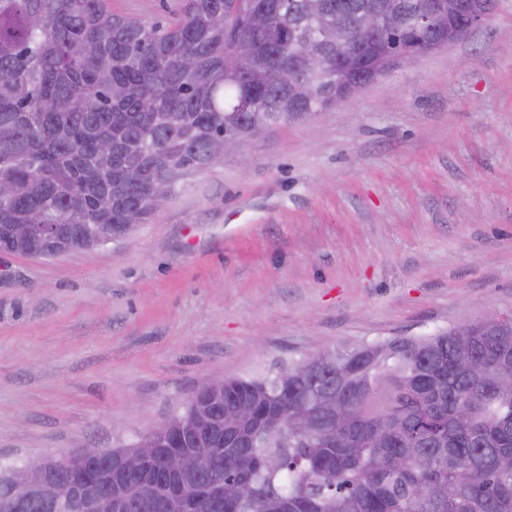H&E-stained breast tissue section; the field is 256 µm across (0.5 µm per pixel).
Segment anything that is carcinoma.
Here are the masks:
<instances>
[{
  "instance_id": "obj_1",
  "label": "carcinoma",
  "mask_w": 512,
  "mask_h": 512,
  "mask_svg": "<svg viewBox=\"0 0 512 512\" xmlns=\"http://www.w3.org/2000/svg\"><path fill=\"white\" fill-rule=\"evenodd\" d=\"M187 0L166 23L112 12L111 0H0V239L12 224H56L76 248L151 221L155 189L177 195L213 165L235 126L274 127L334 102L325 72L288 87L278 76L301 35L349 25L380 0ZM262 10L253 55L237 39ZM435 33L407 22L382 41L414 53ZM241 419L211 423L208 470L174 479L187 512H512V324L498 313L427 336L326 348L260 376L224 379L174 411L196 429L202 407ZM125 478L135 505L160 512L164 454ZM15 461L0 460V512ZM243 484L251 493L226 494ZM22 512H79L28 502Z\"/></svg>"
}]
</instances>
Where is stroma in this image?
<instances>
[{
    "label": "stroma",
    "mask_w": 512,
    "mask_h": 512,
    "mask_svg": "<svg viewBox=\"0 0 512 512\" xmlns=\"http://www.w3.org/2000/svg\"><path fill=\"white\" fill-rule=\"evenodd\" d=\"M185 0H112L155 22ZM512 310V0L230 147L125 240L0 254V457L130 443L200 380Z\"/></svg>",
    "instance_id": "stroma-1"
}]
</instances>
